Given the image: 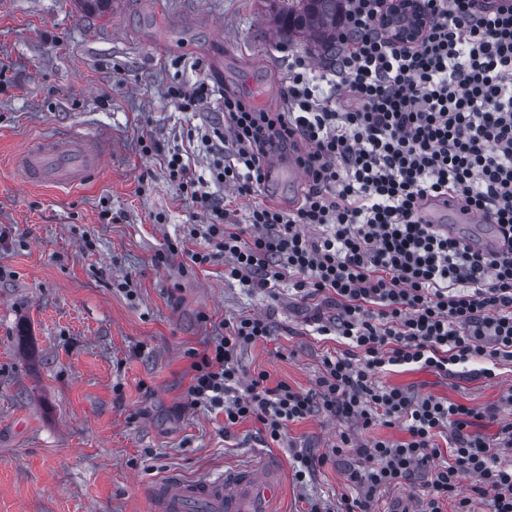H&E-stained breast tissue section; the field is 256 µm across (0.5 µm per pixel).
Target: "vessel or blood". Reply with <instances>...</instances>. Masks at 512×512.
<instances>
[{"label": "vessel or blood", "instance_id": "vessel-or-blood-1", "mask_svg": "<svg viewBox=\"0 0 512 512\" xmlns=\"http://www.w3.org/2000/svg\"><path fill=\"white\" fill-rule=\"evenodd\" d=\"M109 152L107 143L82 134H44L31 139L14 164L27 184L72 187L93 179ZM422 217L452 235L481 221L453 198L427 207ZM280 483L279 469L266 460L199 480L172 474L154 487L153 497L160 512H185L192 503L204 504L207 512H272Z\"/></svg>", "mask_w": 512, "mask_h": 512}]
</instances>
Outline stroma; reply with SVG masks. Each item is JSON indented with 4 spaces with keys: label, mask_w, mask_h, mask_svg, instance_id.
Masks as SVG:
<instances>
[{
    "label": "stroma",
    "mask_w": 512,
    "mask_h": 512,
    "mask_svg": "<svg viewBox=\"0 0 512 512\" xmlns=\"http://www.w3.org/2000/svg\"><path fill=\"white\" fill-rule=\"evenodd\" d=\"M289 46H278L260 0H112L85 14L78 0H0V512H157L152 486L176 472L198 479L271 457L282 473L280 512L310 500L335 505L348 456L295 481V454H322L339 431L400 438L318 413L265 442L259 423L225 430L223 415L187 406L193 353L224 320L270 316V340L239 353L249 375L314 388L338 337L317 335L312 304L284 291L246 294L224 261L189 268L190 237L205 214L186 201L138 139L161 144L201 125L167 91L200 79L268 112L281 110ZM107 141L98 177L77 188L23 185L10 157L41 134ZM111 208V220L102 211ZM184 249L171 253L174 244ZM389 372L387 384L493 409L475 432L512 419L502 398L512 364L495 377Z\"/></svg>",
    "instance_id": "1"
}]
</instances>
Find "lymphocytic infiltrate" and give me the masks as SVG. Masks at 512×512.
Masks as SVG:
<instances>
[{"label": "lymphocytic infiltrate", "instance_id": "obj_1", "mask_svg": "<svg viewBox=\"0 0 512 512\" xmlns=\"http://www.w3.org/2000/svg\"><path fill=\"white\" fill-rule=\"evenodd\" d=\"M420 41L391 40L379 18L387 0H345L336 57L316 67L289 57L280 111L265 112L235 92L197 129L212 157L210 180L194 176L192 152L153 137L145 153L162 160L181 193L203 210L210 247L187 252L190 265L224 255L225 278L277 296L282 284L305 301L334 306L315 314L316 332L342 339L323 356L314 389L267 372L243 376L238 353L267 341V318L244 315L195 354L190 406L218 409L225 428L250 420L265 439L321 412L368 430L382 424L399 439L361 442L340 433L329 452L299 454L297 481L330 458L353 456L336 512H374L383 492L415 489L430 470L420 512H472V494L490 512H512V421L494 436L476 434L480 409L383 382L393 367L448 374L476 359L512 363V7L489 0H422ZM329 94H320L321 85ZM293 156L305 175L300 202L284 209L255 201L245 222L208 182L254 198L272 152ZM456 197L493 224L504 246L474 247L423 223L428 205ZM472 476L473 491L461 484Z\"/></svg>", "mask_w": 512, "mask_h": 512}]
</instances>
